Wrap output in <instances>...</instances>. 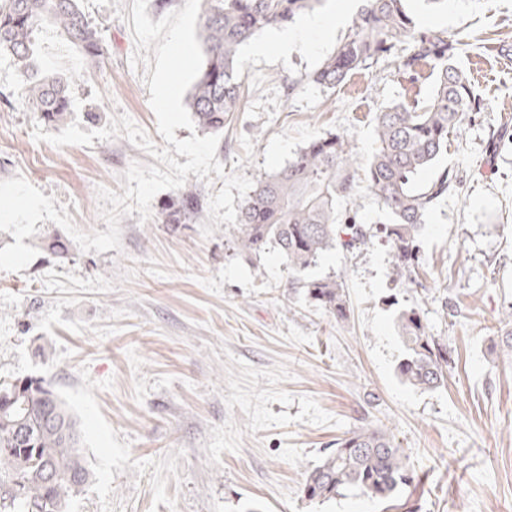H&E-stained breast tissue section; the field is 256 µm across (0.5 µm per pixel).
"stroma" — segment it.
I'll use <instances>...</instances> for the list:
<instances>
[{
	"instance_id": "35a3bbf8",
	"label": "stroma",
	"mask_w": 512,
	"mask_h": 512,
	"mask_svg": "<svg viewBox=\"0 0 512 512\" xmlns=\"http://www.w3.org/2000/svg\"><path fill=\"white\" fill-rule=\"evenodd\" d=\"M133 0H81L105 56L99 66L52 29L38 35L39 62L69 80L82 131L128 115L165 147L143 73L129 59ZM457 45L488 109L451 135L442 165L457 192L420 229L422 265L410 286L392 280L382 242L333 245L308 277L341 279L351 315L339 322L292 284L276 248L235 250L228 223H213L216 173L188 174L200 207L185 224L164 221L173 193L151 217H122L121 247L60 259L38 248L20 272L0 271V378L43 376L78 418L92 480L70 512H512V358L500 349L512 325V143L490 154L491 131L512 118V0H407ZM361 6L325 0L336 16L317 47L257 56L242 49L244 108L220 136L225 174L255 179L284 167L308 141L343 134L365 167L374 115L426 100L437 71L382 62L326 91L304 82L344 36ZM297 79L289 88V79ZM24 80L0 57V180L24 176L65 205L83 231H106L96 197L124 194L123 172L152 156L119 136L61 148L33 138ZM417 307L451 351L448 383L403 384L398 308ZM369 425L393 433L418 479L393 501L356 491L318 503L303 494L307 470L336 439Z\"/></svg>"
}]
</instances>
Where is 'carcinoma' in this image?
Segmentation results:
<instances>
[{
    "label": "carcinoma",
    "instance_id": "carcinoma-1",
    "mask_svg": "<svg viewBox=\"0 0 512 512\" xmlns=\"http://www.w3.org/2000/svg\"><path fill=\"white\" fill-rule=\"evenodd\" d=\"M326 0H203L201 44L204 61L187 98L198 125L224 132L242 111L244 94L239 49L268 27L291 22ZM51 26L94 64L103 54L100 36L80 7V0H0V54L9 56L26 78L28 102L46 127L66 120L70 100L67 80L41 67L35 33ZM399 68L407 71L428 61L438 71L429 99L384 106L376 112V148L363 171L352 162L348 139L329 132L309 141L280 170L264 174L245 199L233 243L259 256L274 247L304 295L338 322L350 317L343 282L308 278L306 270L335 243L361 248L378 237L389 248L393 279L414 280L421 259L419 230L439 200L457 190L458 172L438 169L421 184L418 175L437 169L448 151V134L471 115L487 111L464 72L452 63L454 44L444 31H418L405 0H364L334 52L300 81L334 90L348 75L368 71L397 48ZM376 197L386 222L372 229L356 217H342L337 204L350 197L358 182ZM198 209L192 189L184 187L166 208L168 224H183ZM405 355L396 366L407 385L425 391L445 385L448 344L427 332L417 308L396 317ZM28 435L16 444V429ZM53 479H48L47 475ZM91 470L76 417L45 377L0 384V512H69L89 482ZM416 475L404 450L387 431L360 426L336 441L310 469L304 496L325 502L356 490L379 500L391 499L414 485Z\"/></svg>",
    "mask_w": 512,
    "mask_h": 512
}]
</instances>
